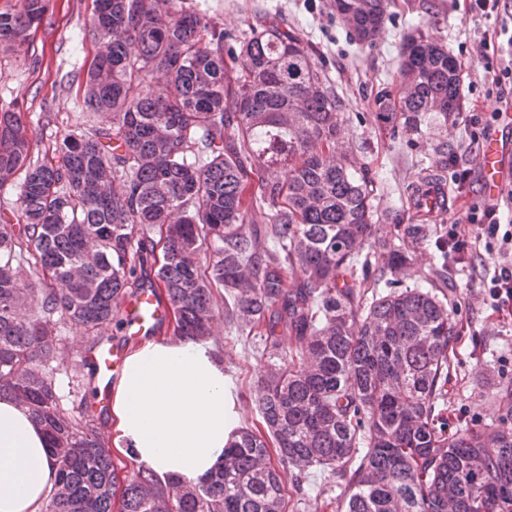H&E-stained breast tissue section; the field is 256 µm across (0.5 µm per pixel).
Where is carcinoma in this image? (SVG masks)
<instances>
[{"mask_svg":"<svg viewBox=\"0 0 512 512\" xmlns=\"http://www.w3.org/2000/svg\"><path fill=\"white\" fill-rule=\"evenodd\" d=\"M391 3L334 7L373 47ZM46 9L1 12L0 46L25 45ZM89 35L81 109L110 126L40 161L22 113L0 109V188L20 181L24 222L0 226V395L47 433L57 477L44 512H285L312 468L347 478L336 512H512V428L450 432L438 409L455 325L433 279L406 284L430 227L379 235L374 179L313 49L274 22L236 38L181 0H94ZM400 57L376 120L421 148L460 111L461 78L419 29ZM430 182L441 176L415 187L418 209ZM26 255L49 283L29 318L13 272ZM145 287L169 306L172 335L198 342L224 289L226 324L269 355L257 419L197 481L145 465L121 475L104 413L66 415L46 370L57 325L95 333L96 348Z\"/></svg>","mask_w":512,"mask_h":512,"instance_id":"obj_1","label":"carcinoma"}]
</instances>
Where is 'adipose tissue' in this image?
I'll return each mask as SVG.
<instances>
[{
	"mask_svg": "<svg viewBox=\"0 0 512 512\" xmlns=\"http://www.w3.org/2000/svg\"><path fill=\"white\" fill-rule=\"evenodd\" d=\"M109 417L120 453L162 476L194 481L224 459L238 426L224 366L189 339L151 338L125 359L111 386ZM55 468L35 419L0 396V512H42Z\"/></svg>",
	"mask_w": 512,
	"mask_h": 512,
	"instance_id": "1",
	"label": "adipose tissue"
}]
</instances>
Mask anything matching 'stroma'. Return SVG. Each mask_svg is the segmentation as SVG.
<instances>
[{
    "instance_id": "stroma-1",
    "label": "stroma",
    "mask_w": 512,
    "mask_h": 512,
    "mask_svg": "<svg viewBox=\"0 0 512 512\" xmlns=\"http://www.w3.org/2000/svg\"><path fill=\"white\" fill-rule=\"evenodd\" d=\"M218 26L233 33L246 31L257 19L276 20L311 43L332 90L342 103L344 117L363 144L371 175L378 187L375 205L380 232L392 238L410 224L429 223L446 232L456 213L448 206L439 216H426L411 201L412 186L422 171L439 169L440 157L432 147H410L401 133L378 126L375 97L381 88L397 90L401 38L412 26L447 45L450 54L468 71L462 86V112L456 124L441 129L440 137L456 151L467 136L468 114L482 113L491 131L503 122L494 112L500 104L477 59V45L485 30L500 28L501 18L477 15L461 19L451 0H393L385 32L375 47L351 41L333 7V0H184ZM93 0H50L43 21L31 32L28 45L13 51L0 48V108L23 112L34 133L33 157H53L56 146L72 133L106 127L105 113L81 111L80 99L87 69L96 53L92 40L82 39ZM445 270V269H444ZM433 285L444 295L458 324L449 355L448 393L439 406L450 416L451 427L496 424L512 409V321L492 316L476 272L449 268ZM58 357L53 377L65 413L79 416L83 378L75 367L88 354L89 335L68 324L57 327ZM224 360V383L231 390L239 421L254 418L256 382L269 359L230 332L224 319L208 341ZM345 477L318 471L306 480L308 495L298 512H327L330 500L341 499Z\"/></svg>"
}]
</instances>
